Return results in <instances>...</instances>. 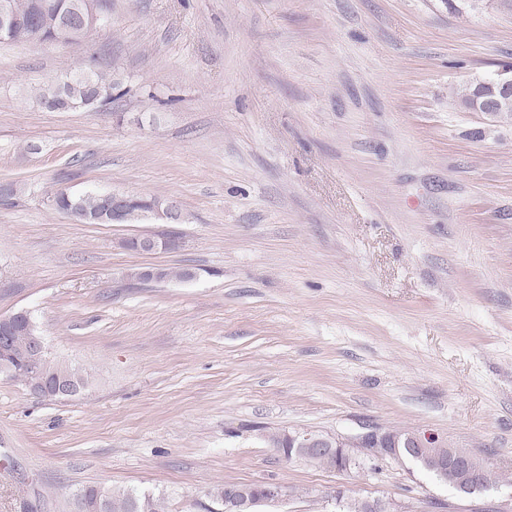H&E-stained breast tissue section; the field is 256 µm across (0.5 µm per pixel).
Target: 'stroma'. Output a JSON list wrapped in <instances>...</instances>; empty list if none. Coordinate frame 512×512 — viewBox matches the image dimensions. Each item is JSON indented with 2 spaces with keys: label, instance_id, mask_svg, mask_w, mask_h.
Here are the masks:
<instances>
[{
  "label": "stroma",
  "instance_id": "obj_1",
  "mask_svg": "<svg viewBox=\"0 0 512 512\" xmlns=\"http://www.w3.org/2000/svg\"><path fill=\"white\" fill-rule=\"evenodd\" d=\"M512 65L503 0H112L77 44L0 42V317L33 316L92 382L50 400L0 373V512H74L77 488L221 512H512V124L453 102ZM97 112L29 91L85 66ZM64 187L177 199L179 250L79 224ZM189 267L190 281L127 271ZM433 433L492 475L457 494L407 459L340 471L271 434ZM217 488L215 496L224 502L225 512H255V508L261 504L278 502L282 496V489L273 483L263 484L256 488L236 487L226 489Z\"/></svg>",
  "mask_w": 512,
  "mask_h": 512
}]
</instances>
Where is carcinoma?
Listing matches in <instances>:
<instances>
[{
    "mask_svg": "<svg viewBox=\"0 0 512 512\" xmlns=\"http://www.w3.org/2000/svg\"><path fill=\"white\" fill-rule=\"evenodd\" d=\"M36 0H12V11L15 17L16 42L28 41L27 31L30 27L40 30V42L53 45L56 43L58 25L64 23L70 26L71 42L78 43L90 33V29L82 26L78 20V11L95 7L103 15L112 11V0H51L52 10L44 16L35 9ZM112 76L94 71L87 78H73L65 76L63 93L57 101L56 107L61 111L92 110L107 105L114 100L112 90ZM54 201L51 206L63 213L78 208L90 215L101 211L102 203L100 193L94 189L87 190L79 195L71 193H53ZM162 197L137 196L130 197L129 212L140 215L150 212L153 208L163 205ZM33 320L31 314L20 320V325L10 333L12 341L11 363L14 368L13 376L26 380L33 379L32 367L35 364V355L28 348L26 324ZM44 371L48 374H62L71 379L83 392L88 387V379L76 368L51 358L46 353L40 359ZM431 457L420 459L426 471L452 488H457V478L454 472H442L439 469L436 457L448 453L447 448L437 447L430 449ZM77 512H164L163 498L159 495L137 491H122L107 493L93 485L82 487L75 494Z\"/></svg>",
    "mask_w": 512,
    "mask_h": 512,
    "instance_id": "carcinoma-1",
    "label": "carcinoma"
}]
</instances>
